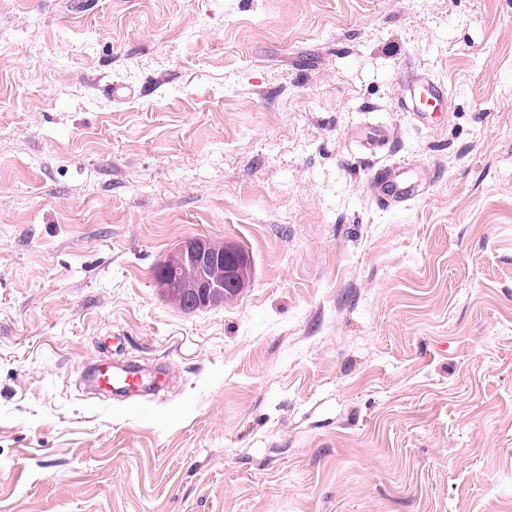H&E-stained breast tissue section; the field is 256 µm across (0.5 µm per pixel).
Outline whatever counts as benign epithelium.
<instances>
[{
	"instance_id": "obj_1",
	"label": "benign epithelium",
	"mask_w": 512,
	"mask_h": 512,
	"mask_svg": "<svg viewBox=\"0 0 512 512\" xmlns=\"http://www.w3.org/2000/svg\"><path fill=\"white\" fill-rule=\"evenodd\" d=\"M190 263L196 276H183ZM169 266L158 284L170 302L186 310H198L231 298L225 289L243 288L252 279L249 258L240 249L195 238L181 241L167 255Z\"/></svg>"
}]
</instances>
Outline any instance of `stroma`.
Returning <instances> with one entry per match:
<instances>
[{
	"instance_id": "obj_1",
	"label": "stroma",
	"mask_w": 512,
	"mask_h": 512,
	"mask_svg": "<svg viewBox=\"0 0 512 512\" xmlns=\"http://www.w3.org/2000/svg\"><path fill=\"white\" fill-rule=\"evenodd\" d=\"M0 512H512V0H0ZM398 76L409 94L408 101H405L407 112H412L413 116L423 119L422 114L425 112H435L444 108L446 91L440 83L418 74L409 65L403 66ZM373 183L376 199L384 204L406 203L415 198V183L404 163L381 165L374 173ZM188 261L196 270L194 278L183 276ZM169 266L160 263L155 272L158 284L170 302L186 310H198L231 298L227 288L241 291L252 279L249 258L240 249L224 243L195 238L181 241L167 255ZM88 378L96 387L126 398L141 395V392L150 389L159 391L167 383L166 373L161 369L146 371L110 360H100L93 365Z\"/></svg>"
}]
</instances>
